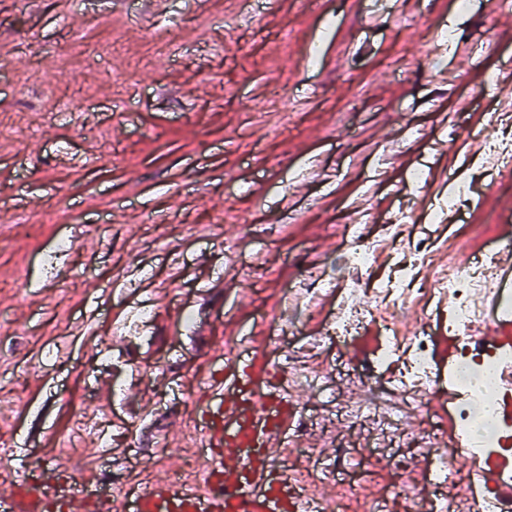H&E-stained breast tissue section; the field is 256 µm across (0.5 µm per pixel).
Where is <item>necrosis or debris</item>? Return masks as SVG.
<instances>
[{
  "label": "necrosis or debris",
  "mask_w": 512,
  "mask_h": 512,
  "mask_svg": "<svg viewBox=\"0 0 512 512\" xmlns=\"http://www.w3.org/2000/svg\"><path fill=\"white\" fill-rule=\"evenodd\" d=\"M429 258L426 244H418L408 256L397 258L393 274L371 279L370 271L379 260L378 244L365 236L362 226H355L343 253L344 291L351 295L360 283H368L371 302L363 308L343 305L317 344L360 347L363 358L349 380L370 386L371 394L358 402H336L331 416L366 430L382 451L371 456L355 477L346 466L353 445L337 439V463L301 477L302 486L331 481L351 489L356 481H367L374 469L388 468L394 480L370 504V512H388L391 496L408 491L417 448L450 427L460 445L436 450L421 488L422 512H451L467 488L490 502L497 499L499 486L512 487V385L501 379L503 371L512 368V336L483 347L472 341L485 328L476 294L492 290L493 263L449 262L430 285L414 288L413 272ZM431 294L448 298L446 337L424 329L401 335L392 312L415 296ZM446 385L456 390L452 410L446 416L434 415L424 397ZM411 417L421 423L414 433L406 429ZM487 468L496 470L497 484H484L482 472Z\"/></svg>",
  "instance_id": "1"
}]
</instances>
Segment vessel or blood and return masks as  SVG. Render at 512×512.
<instances>
[{"instance_id":"obj_1","label":"vessel or blood","mask_w":512,"mask_h":512,"mask_svg":"<svg viewBox=\"0 0 512 512\" xmlns=\"http://www.w3.org/2000/svg\"><path fill=\"white\" fill-rule=\"evenodd\" d=\"M476 344L503 331L493 300ZM298 386L271 372L265 347L248 358H225L206 379L195 415L194 447L203 449L194 478H162L135 492H92L71 470L47 459L17 472L0 467V512H321L325 497L301 498L296 479L278 464L295 436Z\"/></svg>"}]
</instances>
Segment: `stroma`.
Returning a JSON list of instances; mask_svg holds the SVG:
<instances>
[{
    "instance_id": "obj_1",
    "label": "stroma",
    "mask_w": 512,
    "mask_h": 512,
    "mask_svg": "<svg viewBox=\"0 0 512 512\" xmlns=\"http://www.w3.org/2000/svg\"><path fill=\"white\" fill-rule=\"evenodd\" d=\"M507 64L500 0H0V460L133 484L186 470L197 381L225 344L273 342L283 312L334 392L302 405L350 400L353 350L312 343L351 215L377 236L412 211L461 265L511 237L512 170L471 147L512 142ZM61 237L77 251L45 273ZM321 278L311 313L290 306ZM144 309V340L118 332Z\"/></svg>"
}]
</instances>
